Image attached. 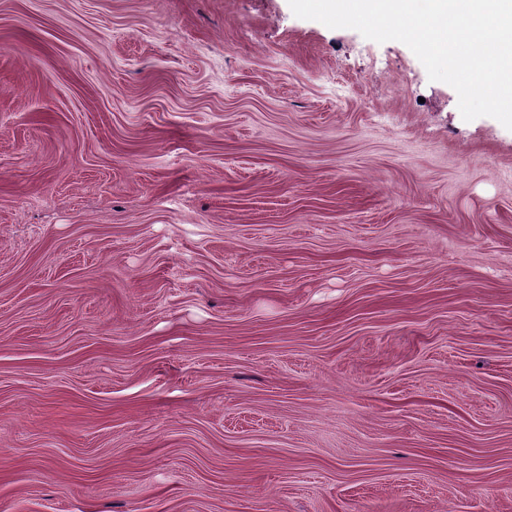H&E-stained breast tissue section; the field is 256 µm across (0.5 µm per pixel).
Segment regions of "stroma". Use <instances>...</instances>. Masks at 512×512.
<instances>
[{
	"label": "stroma",
	"mask_w": 512,
	"mask_h": 512,
	"mask_svg": "<svg viewBox=\"0 0 512 512\" xmlns=\"http://www.w3.org/2000/svg\"><path fill=\"white\" fill-rule=\"evenodd\" d=\"M0 512H512V130L288 0H0Z\"/></svg>",
	"instance_id": "35a3bbf8"
}]
</instances>
